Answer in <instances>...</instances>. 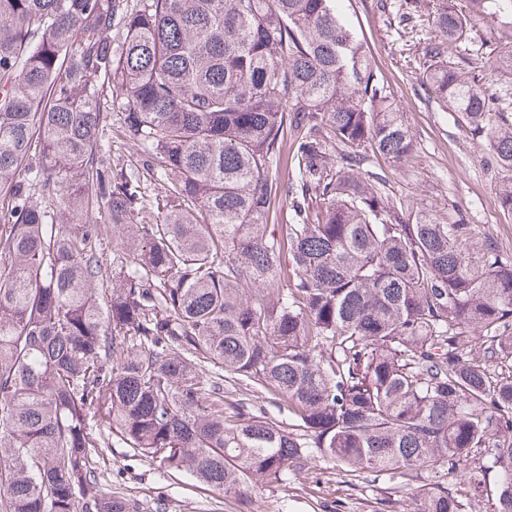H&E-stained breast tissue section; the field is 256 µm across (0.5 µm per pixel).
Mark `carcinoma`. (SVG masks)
Here are the masks:
<instances>
[{
	"mask_svg": "<svg viewBox=\"0 0 512 512\" xmlns=\"http://www.w3.org/2000/svg\"><path fill=\"white\" fill-rule=\"evenodd\" d=\"M340 2L0 0V512H140L100 483L114 438L226 494L317 453L413 512H461L440 470L512 512V261L362 171L416 142ZM468 2L429 15L422 85L512 170V94L481 78L512 53L448 61L502 0ZM107 89L134 168L99 159ZM294 147L292 146V140L288 137L283 141L281 146L280 154L276 162L274 161L270 168V173L274 177H278L281 180L287 181L288 178L292 177L293 163H291V157Z\"/></svg>",
	"mask_w": 512,
	"mask_h": 512,
	"instance_id": "carcinoma-1",
	"label": "carcinoma"
}]
</instances>
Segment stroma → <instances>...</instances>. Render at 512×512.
Segmentation results:
<instances>
[{
	"instance_id": "obj_1",
	"label": "stroma",
	"mask_w": 512,
	"mask_h": 512,
	"mask_svg": "<svg viewBox=\"0 0 512 512\" xmlns=\"http://www.w3.org/2000/svg\"><path fill=\"white\" fill-rule=\"evenodd\" d=\"M399 3L344 0L345 12L374 62L377 79L417 140L414 156L387 170L390 198L402 204L405 212L426 211L443 222L453 212L464 213L472 229V263H481L488 238L511 257L512 216L504 214L500 195L505 185L512 184V171L486 166L484 142L456 114L426 94L419 69L408 61L410 50L418 49L427 34L425 16L434 10L436 0H420L422 20L406 25L396 16ZM101 110L107 115L102 159L114 166L129 163L137 148L120 139L119 116L111 98L102 99ZM99 470L105 492L138 499L143 512H377V501L390 485L385 477L347 485L335 465L318 456L303 469L289 473L286 483L237 497L189 476L171 474L118 440L106 452Z\"/></svg>"
}]
</instances>
